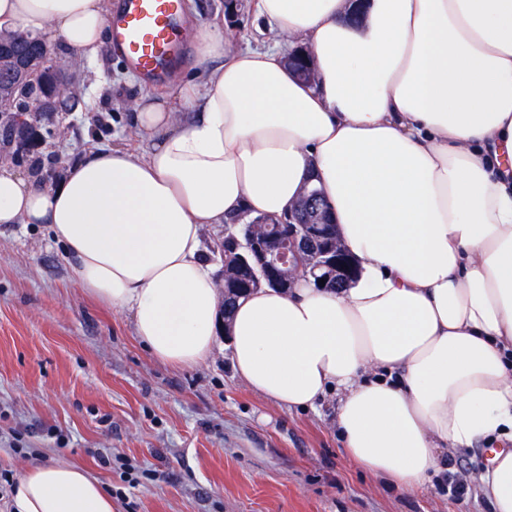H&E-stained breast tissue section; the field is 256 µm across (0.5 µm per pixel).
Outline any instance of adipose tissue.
Here are the masks:
<instances>
[{
  "label": "adipose tissue",
  "instance_id": "ef3b65f1",
  "mask_svg": "<svg viewBox=\"0 0 512 512\" xmlns=\"http://www.w3.org/2000/svg\"><path fill=\"white\" fill-rule=\"evenodd\" d=\"M108 0H0V28L85 60ZM273 45L191 31L214 70L173 101L143 98V152L94 144L64 177L0 165V227L42 224L101 307L129 313L159 361L211 355L220 296L202 229L278 217L320 190L360 273L340 291L305 277L240 298L230 326L242 383L277 405L337 394L347 460L419 489L445 448L507 442L474 476L512 512V0H256ZM308 49L315 81L281 41ZM192 118H184V111ZM13 512H113L70 463L15 481Z\"/></svg>",
  "mask_w": 512,
  "mask_h": 512
}]
</instances>
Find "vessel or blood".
Returning <instances> with one entry per match:
<instances>
[{"label":"vessel or blood","mask_w":512,"mask_h":512,"mask_svg":"<svg viewBox=\"0 0 512 512\" xmlns=\"http://www.w3.org/2000/svg\"><path fill=\"white\" fill-rule=\"evenodd\" d=\"M182 0H117L107 24L112 47L145 83L157 85L188 55Z\"/></svg>","instance_id":"b4317fda"}]
</instances>
